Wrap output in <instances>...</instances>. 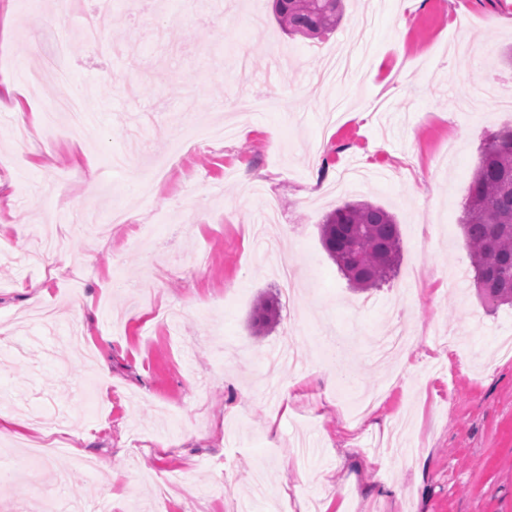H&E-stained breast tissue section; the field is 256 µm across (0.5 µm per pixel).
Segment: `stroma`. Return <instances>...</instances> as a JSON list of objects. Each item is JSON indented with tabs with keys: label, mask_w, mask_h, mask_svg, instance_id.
<instances>
[{
	"label": "stroma",
	"mask_w": 512,
	"mask_h": 512,
	"mask_svg": "<svg viewBox=\"0 0 512 512\" xmlns=\"http://www.w3.org/2000/svg\"><path fill=\"white\" fill-rule=\"evenodd\" d=\"M0 0V79L37 111L89 91L66 125L14 133L0 109V413L62 416L58 451L38 462L0 440V512H40L37 492L86 458L73 504L108 512H512V307L472 280L462 204L485 137L512 124V0H345L335 30L285 34L273 0H112L109 51L73 35L97 9L73 0L57 24ZM364 36L346 79L318 84L322 58ZM65 47V86L33 71ZM234 127L153 184L144 170L196 119ZM92 169L95 195L58 176ZM368 201L399 225L401 259L379 286L351 290L324 251V215ZM57 251L23 257L45 216ZM298 281L282 291L280 266ZM56 314L29 318L21 291ZM278 301L255 331L253 309ZM412 336L408 363L380 360L375 336ZM335 347L345 378L321 355Z\"/></svg>",
	"instance_id": "stroma-1"
}]
</instances>
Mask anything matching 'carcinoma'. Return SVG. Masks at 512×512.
<instances>
[{
  "label": "carcinoma",
  "mask_w": 512,
  "mask_h": 512,
  "mask_svg": "<svg viewBox=\"0 0 512 512\" xmlns=\"http://www.w3.org/2000/svg\"><path fill=\"white\" fill-rule=\"evenodd\" d=\"M274 11L288 33L318 37L336 27L342 5L341 0H274ZM460 225L476 288L489 305L512 306V125L484 139ZM320 235L329 257L357 290L378 286L398 267V224L379 205L343 203L324 217ZM275 316L272 301L257 303L255 324Z\"/></svg>",
  "instance_id": "1"
}]
</instances>
